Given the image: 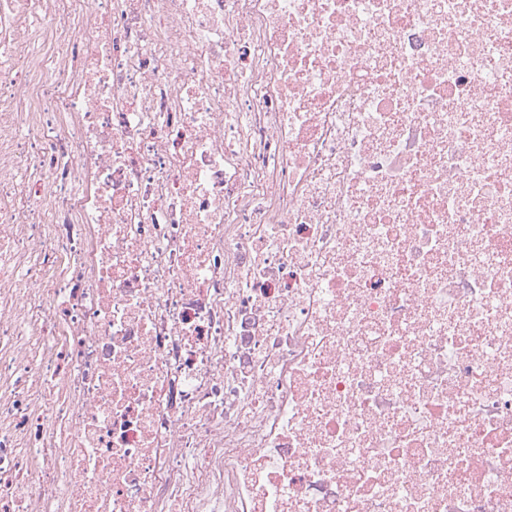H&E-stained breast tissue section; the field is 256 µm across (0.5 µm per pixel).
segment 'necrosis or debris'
<instances>
[{"instance_id":"obj_1","label":"necrosis or debris","mask_w":512,"mask_h":512,"mask_svg":"<svg viewBox=\"0 0 512 512\" xmlns=\"http://www.w3.org/2000/svg\"><path fill=\"white\" fill-rule=\"evenodd\" d=\"M0 512H512V0H0Z\"/></svg>"}]
</instances>
